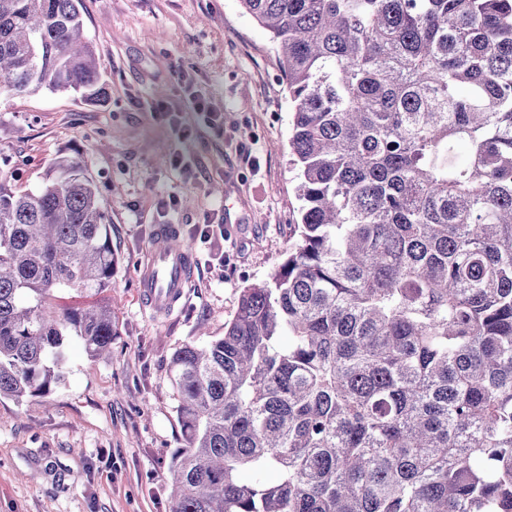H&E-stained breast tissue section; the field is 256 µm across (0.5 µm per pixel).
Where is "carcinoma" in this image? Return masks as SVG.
Masks as SVG:
<instances>
[{"mask_svg":"<svg viewBox=\"0 0 512 512\" xmlns=\"http://www.w3.org/2000/svg\"><path fill=\"white\" fill-rule=\"evenodd\" d=\"M288 88L298 241L169 364L171 512H512V0H241ZM104 83L81 0H0V95ZM0 181V398L110 352L116 257L76 159ZM254 475L246 481L243 476Z\"/></svg>","mask_w":512,"mask_h":512,"instance_id":"1","label":"carcinoma"}]
</instances>
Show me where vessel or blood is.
<instances>
[{"label":"vessel or blood","instance_id":"b4317fda","mask_svg":"<svg viewBox=\"0 0 512 512\" xmlns=\"http://www.w3.org/2000/svg\"><path fill=\"white\" fill-rule=\"evenodd\" d=\"M141 276L142 300L155 309L173 307L182 294L193 257L187 249L152 250Z\"/></svg>","mask_w":512,"mask_h":512}]
</instances>
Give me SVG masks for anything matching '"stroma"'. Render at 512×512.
<instances>
[{"label": "stroma", "instance_id": "obj_1", "mask_svg": "<svg viewBox=\"0 0 512 512\" xmlns=\"http://www.w3.org/2000/svg\"><path fill=\"white\" fill-rule=\"evenodd\" d=\"M105 82L100 103L44 91L0 97V179L36 189L58 157L81 159L111 224L117 264L110 355L71 340L66 378L43 396L0 400V512H170L182 445L173 353L222 338L243 288L268 281L294 246L301 202L291 107L267 32L241 0H82ZM220 118L189 111L188 91ZM182 114L198 131L175 140ZM184 155L182 179L169 159ZM220 224L201 240L196 226ZM195 258L173 312L140 301L139 265L156 225Z\"/></svg>", "mask_w": 512, "mask_h": 512}]
</instances>
